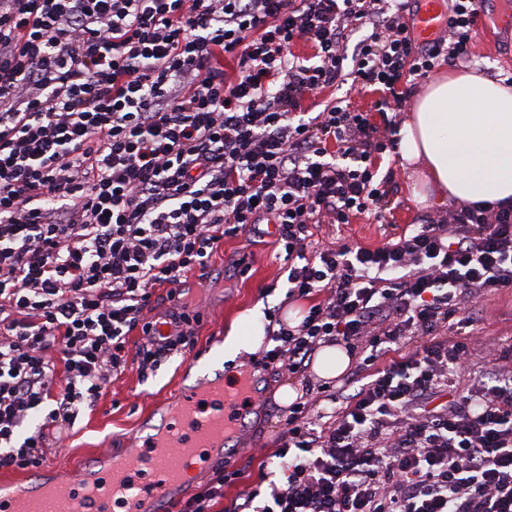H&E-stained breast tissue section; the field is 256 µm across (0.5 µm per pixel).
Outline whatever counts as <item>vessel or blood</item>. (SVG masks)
Returning a JSON list of instances; mask_svg holds the SVG:
<instances>
[{
	"mask_svg": "<svg viewBox=\"0 0 512 512\" xmlns=\"http://www.w3.org/2000/svg\"><path fill=\"white\" fill-rule=\"evenodd\" d=\"M442 26L436 0H419L410 28L412 37L421 42L432 40ZM240 405L239 396L229 387L209 394L192 387L181 390L178 411L167 419L176 435V448L159 456L142 444L136 453L125 457L129 484L125 497L107 502L90 498L79 475L55 479L54 487L71 500L72 512H164L166 501L184 484L180 476L182 448H198L200 465H207L212 458L211 440L239 420Z\"/></svg>",
	"mask_w": 512,
	"mask_h": 512,
	"instance_id": "1",
	"label": "vessel or blood"
}]
</instances>
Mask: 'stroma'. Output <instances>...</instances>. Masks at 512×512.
Returning a JSON list of instances; mask_svg holds the SVG:
<instances>
[{
	"label": "stroma",
	"instance_id": "stroma-1",
	"mask_svg": "<svg viewBox=\"0 0 512 512\" xmlns=\"http://www.w3.org/2000/svg\"><path fill=\"white\" fill-rule=\"evenodd\" d=\"M471 66L502 81L512 76V0H487L482 20L472 39ZM379 174H391L388 185L390 211L384 220L368 216L354 218L340 226L323 225L314 231L316 240L329 243L338 239L365 247H375L397 237L425 216L458 210V203L418 201L412 189L421 180V164L401 160L399 154L375 156ZM273 225L261 223L249 231L225 238L213 253L206 274L191 271L183 278L178 299L167 298L165 290L155 294L156 316L169 319L183 307L202 306V319L194 326L196 348H203L217 336H226L230 324L253 308L281 314L286 308L288 264L276 248ZM245 259L246 274H239L238 259ZM486 341L512 336V291L488 294L477 321ZM237 370L252 384L256 401L246 411V424L229 444L230 460L239 470L234 482L225 484L224 498L215 512H228L240 491L259 477L283 482L285 471L279 456L285 406L274 399L288 375L265 366L262 352L240 353L234 364H227L221 353L209 361L194 363L192 354L175 355L148 375L130 369L114 378L107 395L97 408L80 413L67 445L52 456L49 465L79 471L102 453L121 454L129 439L137 436L143 419L155 403L175 400L181 388L202 378Z\"/></svg>",
	"mask_w": 512,
	"mask_h": 512
}]
</instances>
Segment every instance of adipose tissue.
I'll return each mask as SVG.
<instances>
[{"label": "adipose tissue", "instance_id": "ef3b65f1", "mask_svg": "<svg viewBox=\"0 0 512 512\" xmlns=\"http://www.w3.org/2000/svg\"><path fill=\"white\" fill-rule=\"evenodd\" d=\"M403 160L421 162L424 187L460 203L512 204V85L481 73L447 72L426 85L399 130ZM263 314L236 318L224 358L256 352Z\"/></svg>", "mask_w": 512, "mask_h": 512}]
</instances>
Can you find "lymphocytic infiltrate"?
Segmentation results:
<instances>
[{
	"instance_id": "1",
	"label": "lymphocytic infiltrate",
	"mask_w": 512,
	"mask_h": 512,
	"mask_svg": "<svg viewBox=\"0 0 512 512\" xmlns=\"http://www.w3.org/2000/svg\"><path fill=\"white\" fill-rule=\"evenodd\" d=\"M450 2L420 46L411 0H0V470L39 467L130 361L193 350L201 310L159 334L157 289L176 297L224 237L267 222L289 295L314 303L266 353L302 387L288 475L233 512H512V336L466 384L484 356L454 334L512 288V205L376 247L311 232L389 206L373 158L396 130L337 82L401 111L402 81L472 56L483 0ZM324 343L355 357L353 394L314 384Z\"/></svg>"
}]
</instances>
